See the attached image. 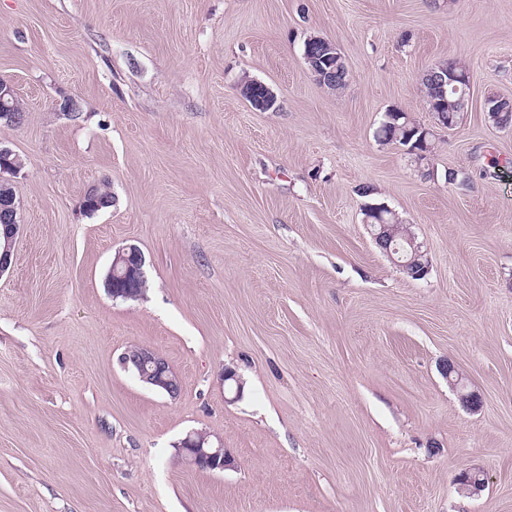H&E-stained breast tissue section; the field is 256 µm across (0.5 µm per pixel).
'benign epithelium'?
<instances>
[{
  "instance_id": "obj_1",
  "label": "benign epithelium",
  "mask_w": 512,
  "mask_h": 512,
  "mask_svg": "<svg viewBox=\"0 0 512 512\" xmlns=\"http://www.w3.org/2000/svg\"><path fill=\"white\" fill-rule=\"evenodd\" d=\"M317 53L321 58L330 63L332 70L313 67L310 74L314 80L322 85L331 84L336 75L350 78L348 68L344 67L341 59L342 53L337 44L329 39L314 36L309 38L304 46V54L310 55L309 61L315 62L312 53ZM435 78V85L442 95L448 91L464 92L470 89L469 73L446 71L441 75L437 71H431ZM258 95L252 98V105L260 111H269L277 108L278 98L276 93L267 85L256 82ZM18 111L15 93L12 86L0 80V117L7 123L17 120ZM429 130H423L417 141L409 138L392 142V145L403 149L409 154H414L420 160L427 159L425 151L426 137ZM0 207L4 208L10 217V223L0 225V274L7 271L13 262V248L20 231L17 221L18 205L16 198L6 190V182L0 180ZM366 224L368 233L375 244L392 261L401 268L415 266L419 268V275H427L429 272V259L423 250V245L417 242L409 228H404L402 239L404 244H397V230L395 224L402 223L396 218V214L387 206L381 204L367 211ZM145 259L140 248L135 244H129L119 249L114 256L109 271L107 291L112 298L119 297L128 300L138 296V288L146 279ZM121 365L133 370L139 380L152 389L165 392L170 397H176L180 392V378L169 363L154 349L139 345L124 352L120 359ZM176 456L186 465L199 470L222 472L235 467V460L225 450L220 440H212L202 433H190L176 445ZM463 489L470 495L479 494L485 487L484 479L478 471L468 472V477L463 479Z\"/></svg>"
}]
</instances>
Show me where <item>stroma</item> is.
<instances>
[{
  "mask_svg": "<svg viewBox=\"0 0 512 512\" xmlns=\"http://www.w3.org/2000/svg\"><path fill=\"white\" fill-rule=\"evenodd\" d=\"M311 35L339 46L342 91L310 76ZM448 59L470 98L428 162L380 143L391 108L435 128L421 78ZM251 79L277 111L241 97ZM0 80L25 111L0 124L22 226L0 274V512H512V127L485 108L512 99V0H0ZM93 185L112 204L88 215ZM368 201L409 224L425 278L373 243ZM129 243L135 302L106 289ZM135 344L177 397L120 367ZM192 432L235 467L181 463ZM253 85L254 87L258 88V95L252 98V103L250 99L246 96L247 90L244 87L242 91H240V94L257 110L264 112L269 110H275L278 106V98L276 93L263 83L254 82Z\"/></svg>",
  "mask_w": 512,
  "mask_h": 512,
  "instance_id": "35a3bbf8",
  "label": "stroma"
}]
</instances>
